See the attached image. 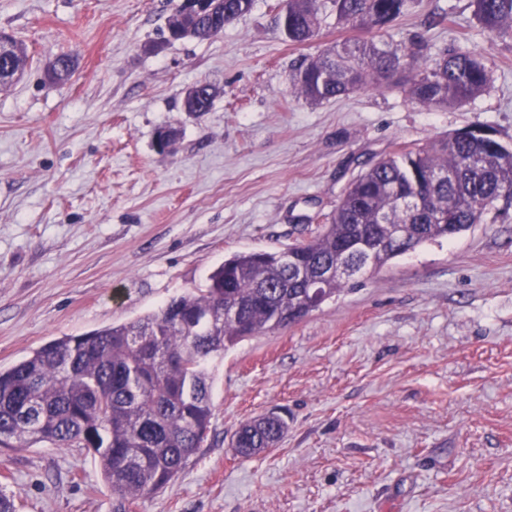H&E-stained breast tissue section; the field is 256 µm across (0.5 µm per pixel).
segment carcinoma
Returning a JSON list of instances; mask_svg holds the SVG:
<instances>
[{"label":"carcinoma","mask_w":512,"mask_h":512,"mask_svg":"<svg viewBox=\"0 0 512 512\" xmlns=\"http://www.w3.org/2000/svg\"><path fill=\"white\" fill-rule=\"evenodd\" d=\"M412 0H287L279 14L285 39H310L327 12L360 35L326 46L300 66L292 93L328 101L365 88L397 87L429 110L460 107L491 83L486 59L457 45L418 63L428 50L421 35L389 46L374 36L404 16ZM254 0H224V15L204 24L210 39L248 13ZM479 25L512 38V0H471ZM0 62L22 72L27 48ZM71 54H61L50 77L67 81ZM512 206V147L492 132L459 130L375 160L346 186L327 223L309 238L277 251L241 252L224 260L205 288L173 298L133 321L50 341L0 369V447H81L91 451L112 494V512H129L140 498L166 488L197 453L213 416L210 363L246 338L286 328L313 311L308 280L335 263L340 247L364 237L379 244L373 268L417 247L450 240ZM305 267L300 280L280 255ZM349 280H321L317 304ZM285 429L274 414L242 424L233 434L239 454L273 447Z\"/></svg>","instance_id":"1"}]
</instances>
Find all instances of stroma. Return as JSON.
<instances>
[{
	"label": "stroma",
	"instance_id": "35a3bbf8",
	"mask_svg": "<svg viewBox=\"0 0 512 512\" xmlns=\"http://www.w3.org/2000/svg\"><path fill=\"white\" fill-rule=\"evenodd\" d=\"M179 2L0 0V32L30 57L0 86L2 369L154 311L232 254L307 239L380 156L474 124L512 146V39L470 0H413L378 33L485 55L492 88L436 111L395 88L293 94L301 62L354 37L335 17L292 45L285 0H254L214 38L164 41ZM63 52L78 66L58 85L44 68ZM199 82L218 96L184 111ZM211 369L206 440L135 512H512V212L356 278ZM271 411L282 439L237 455L235 429ZM0 492L17 512H112L83 448H0Z\"/></svg>",
	"mask_w": 512,
	"mask_h": 512
}]
</instances>
